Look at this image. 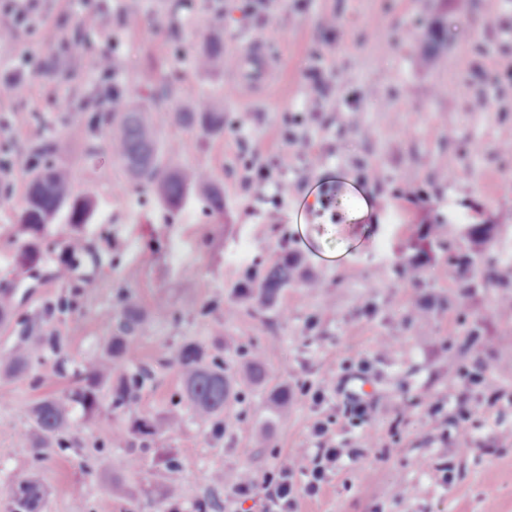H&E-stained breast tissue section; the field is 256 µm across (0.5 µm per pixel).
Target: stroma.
<instances>
[{
	"label": "stroma",
	"mask_w": 512,
	"mask_h": 512,
	"mask_svg": "<svg viewBox=\"0 0 512 512\" xmlns=\"http://www.w3.org/2000/svg\"><path fill=\"white\" fill-rule=\"evenodd\" d=\"M103 10L128 58L127 105L148 103L164 75L176 81L179 107L223 99L220 135L163 110L154 119L163 142L176 147V164L213 173L224 210L213 212L198 195L170 210L133 188L80 110L99 77L0 18V54L17 50L41 63L30 75L28 129L16 131L0 115V141L14 143V175L0 179V290L14 299L0 322V352L34 331L62 341L22 375L0 370V512H14L24 480L43 489L39 512H71L77 487L85 512H140L146 499H159L172 460L182 471L179 512H198L204 501L212 512H260L251 501L233 504L228 488L212 485V473L245 469L263 479L296 449L311 447L318 418L359 446L360 456L337 468L319 496L300 497L298 512H512V404L489 405L449 376L478 351L492 382L512 393V261L500 269L505 287L465 298L446 262L448 246L469 249L466 227L495 224L512 240V183L500 179L512 167V0H278L267 23L243 28L273 41L274 77L252 96L230 73L205 75L192 64L213 39L223 40L225 56L241 49L228 38L233 20L216 19L212 0H105ZM121 11L140 16V25L123 29ZM488 13L496 29L482 27ZM317 54L333 73V94L326 128L314 137L322 157L314 167L281 142L301 131L289 116L305 108V74ZM494 70L496 89L487 82ZM491 92L493 111H470L471 100ZM39 141L56 145V161L96 201L82 230L87 247L65 281L55 276L74 232L64 218L36 241V265L18 262L31 241L17 221L29 150ZM281 153L288 156L286 205L273 216L243 177L249 165ZM291 255L302 272L264 311L239 298L241 284L258 283ZM414 261L423 269L416 288L397 274ZM129 302L145 314L135 339L150 380L127 407L105 401L91 416L75 410L60 448L36 451L31 409L68 386L58 362L84 370L100 359ZM160 302L162 318L153 314ZM473 325L480 337L471 349ZM188 341L236 379L238 397L222 425L188 412L173 430L132 433L135 422L181 408L170 355ZM259 347L266 374L255 385L244 368ZM356 378L375 403L362 427L346 414ZM309 387L326 390L321 409L311 406ZM283 389L291 399L284 417L272 404ZM434 402L443 405L437 417L428 410ZM461 405L479 421L465 434L445 424ZM116 428L131 432L124 447L112 445ZM132 455L138 468L125 465ZM444 464L453 467L448 484L438 471ZM115 481L125 485L124 497L110 493Z\"/></svg>",
	"instance_id": "stroma-1"
}]
</instances>
